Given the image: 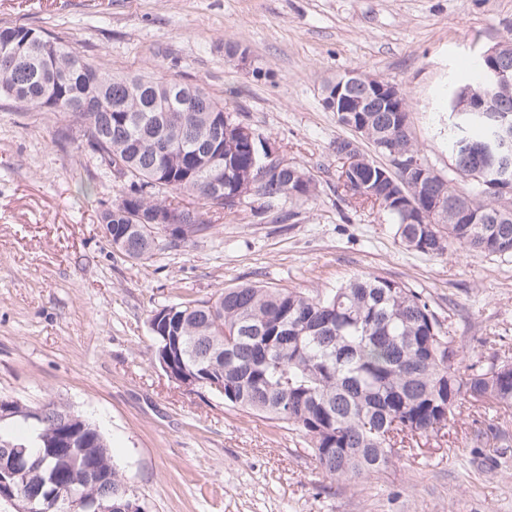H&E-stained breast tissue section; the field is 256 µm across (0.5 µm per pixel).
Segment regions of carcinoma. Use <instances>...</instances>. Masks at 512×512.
Masks as SVG:
<instances>
[{"instance_id":"carcinoma-1","label":"carcinoma","mask_w":512,"mask_h":512,"mask_svg":"<svg viewBox=\"0 0 512 512\" xmlns=\"http://www.w3.org/2000/svg\"><path fill=\"white\" fill-rule=\"evenodd\" d=\"M505 53L478 59V76L459 77L448 89L453 105L466 88L481 85L487 66L512 74V39ZM0 98L39 112H61L82 132L87 147L106 169L121 163L129 192L100 213L112 249L133 260H148L164 246H178L211 228L198 209L167 201L173 191L212 206L199 161L219 142L224 145V209L237 204L232 194L247 186L238 178L263 163L262 137L249 142L236 134L239 123L201 85L153 77L114 74L89 63L75 47L26 25L0 27ZM486 107L512 125V93H494ZM222 113L228 124L210 123ZM339 124L364 129L387 157L412 158L420 149L411 137L406 98L371 101L366 112H338ZM497 122L484 112H468L448 122V153L455 172L474 181L459 189L454 179H425L414 205L397 197L365 154L343 155L349 141L336 142L345 157L338 179L351 197L378 206L396 226L408 251L438 256L455 248L489 255H512V183L494 186L502 166L495 143ZM172 143L165 170L158 167L159 145ZM316 184L307 171L287 164L262 180L253 196L264 214L284 196L308 198ZM442 195L448 208L433 209ZM179 211L188 222L171 238L159 237L147 223L158 208ZM156 361L175 374L188 373L196 386L224 380V404L263 415L301 432L315 467L330 479L350 480L379 473L394 464L389 430L412 435L437 432L455 421L465 402L490 410L512 408V360L477 361L460 376L461 350L420 293L404 284L368 274L325 294L309 295L252 284L224 289L209 300L166 305L150 317ZM10 422L20 433L0 432V462L21 451L36 462L16 482L43 508L56 500L74 471L87 499L112 496L132 503L138 495L112 462L99 429L83 420L67 423L73 410L49 401L39 407L16 402Z\"/></svg>"}]
</instances>
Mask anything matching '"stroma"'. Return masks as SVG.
<instances>
[{
    "label": "stroma",
    "mask_w": 512,
    "mask_h": 512,
    "mask_svg": "<svg viewBox=\"0 0 512 512\" xmlns=\"http://www.w3.org/2000/svg\"><path fill=\"white\" fill-rule=\"evenodd\" d=\"M15 24L108 71L206 87L317 195L260 218L253 196L209 210V231L133 261L98 221L123 188L68 117L1 99L0 398L60 401L95 424L147 512H512V410L465 406L385 473L329 479L301 433L171 381L149 339L153 310L223 288L314 295L375 274L421 294L464 351L460 373L512 357V258L405 250L339 185L331 145L350 132L322 102L351 71L395 85L422 156L451 175L448 81L512 35V0H0V26Z\"/></svg>",
    "instance_id": "1"
}]
</instances>
